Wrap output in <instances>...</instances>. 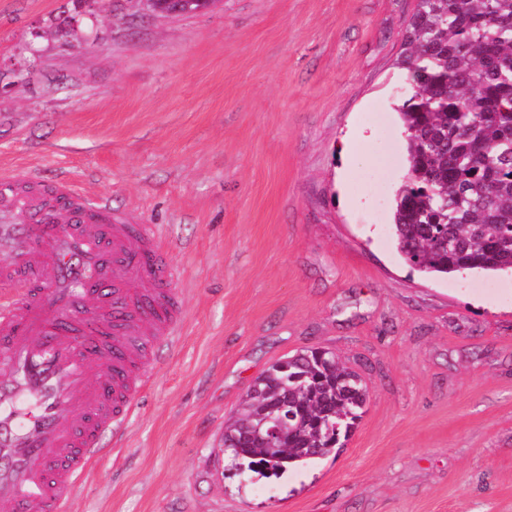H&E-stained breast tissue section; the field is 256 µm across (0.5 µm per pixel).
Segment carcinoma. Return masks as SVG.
Masks as SVG:
<instances>
[{
  "label": "carcinoma",
  "instance_id": "carcinoma-1",
  "mask_svg": "<svg viewBox=\"0 0 512 512\" xmlns=\"http://www.w3.org/2000/svg\"><path fill=\"white\" fill-rule=\"evenodd\" d=\"M208 0H154L189 13ZM396 65L409 94L397 106L406 177L391 235L428 277L512 273V0H417ZM302 413L279 448L244 439L283 394ZM361 376L326 349L273 363L224 424L231 464L275 474L335 451L361 417Z\"/></svg>",
  "mask_w": 512,
  "mask_h": 512
}]
</instances>
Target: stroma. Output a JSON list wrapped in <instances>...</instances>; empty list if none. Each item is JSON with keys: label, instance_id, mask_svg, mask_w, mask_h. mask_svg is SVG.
<instances>
[{"label": "stroma", "instance_id": "stroma-1", "mask_svg": "<svg viewBox=\"0 0 512 512\" xmlns=\"http://www.w3.org/2000/svg\"><path fill=\"white\" fill-rule=\"evenodd\" d=\"M416 0H0V169L139 210L176 342L66 512H512V276L396 253L394 61ZM368 389L343 448L242 474L224 422L274 362ZM153 1L155 2L153 10L159 14L177 9L180 10V14L189 13L204 8L209 2L208 0H139L149 10L152 8Z\"/></svg>", "mask_w": 512, "mask_h": 512}]
</instances>
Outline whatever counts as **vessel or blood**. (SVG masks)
<instances>
[{
    "label": "vessel or blood",
    "mask_w": 512,
    "mask_h": 512,
    "mask_svg": "<svg viewBox=\"0 0 512 512\" xmlns=\"http://www.w3.org/2000/svg\"><path fill=\"white\" fill-rule=\"evenodd\" d=\"M0 244V512H65L182 303L152 226L63 181L1 174Z\"/></svg>",
    "instance_id": "b4317fda"
}]
</instances>
